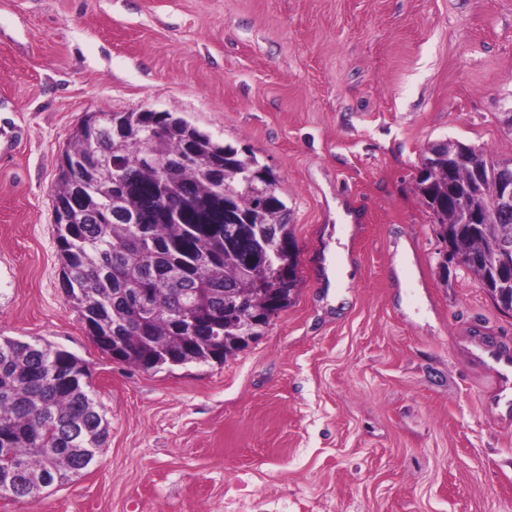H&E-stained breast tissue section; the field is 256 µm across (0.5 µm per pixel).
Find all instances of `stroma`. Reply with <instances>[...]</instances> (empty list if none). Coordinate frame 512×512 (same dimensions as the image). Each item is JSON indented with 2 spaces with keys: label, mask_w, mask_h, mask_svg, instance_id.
<instances>
[{
  "label": "stroma",
  "mask_w": 512,
  "mask_h": 512,
  "mask_svg": "<svg viewBox=\"0 0 512 512\" xmlns=\"http://www.w3.org/2000/svg\"><path fill=\"white\" fill-rule=\"evenodd\" d=\"M97 110L174 113L276 174L301 283L224 364L114 360L67 304L52 196ZM441 142L512 160V0H0V336L81 358L108 423L0 512H225L241 487L249 512H512V415L470 353L512 350V312L439 272L417 174Z\"/></svg>",
  "instance_id": "obj_1"
}]
</instances>
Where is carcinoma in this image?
Instances as JSON below:
<instances>
[{"mask_svg":"<svg viewBox=\"0 0 512 512\" xmlns=\"http://www.w3.org/2000/svg\"><path fill=\"white\" fill-rule=\"evenodd\" d=\"M154 129L151 153L134 137ZM422 160L423 204L460 265L497 287L512 212L463 224L462 206L492 208L490 189L448 150ZM278 179L249 151L218 144L170 112H90L73 132L53 196L62 285L97 347L144 369L222 363L260 336L299 285L298 246ZM73 353L0 336V498L40 501L36 479L63 484L91 466L107 434Z\"/></svg>","mask_w":512,"mask_h":512,"instance_id":"obj_1","label":"carcinoma"}]
</instances>
